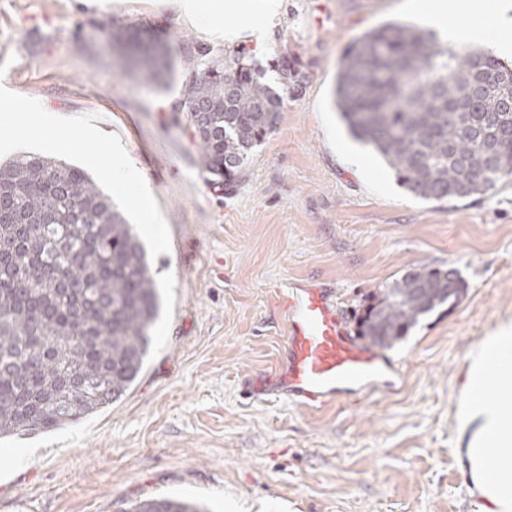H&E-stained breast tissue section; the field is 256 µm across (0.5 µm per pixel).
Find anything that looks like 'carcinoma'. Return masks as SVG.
Listing matches in <instances>:
<instances>
[{
  "mask_svg": "<svg viewBox=\"0 0 512 512\" xmlns=\"http://www.w3.org/2000/svg\"><path fill=\"white\" fill-rule=\"evenodd\" d=\"M113 68L143 86L176 77L206 181L228 188L277 125L283 98L245 50L175 69L154 31L112 33ZM282 84L299 81L282 54ZM334 104L424 200L483 195L512 176V64L458 52L431 33L387 24L345 51ZM0 437L49 427L119 399L141 373L159 314L146 251L132 225L82 168L22 155L0 164ZM451 268L418 266L366 297L357 337L378 350L419 317L455 303ZM128 512H209L199 501L147 498Z\"/></svg>",
  "mask_w": 512,
  "mask_h": 512,
  "instance_id": "carcinoma-1",
  "label": "carcinoma"
}]
</instances>
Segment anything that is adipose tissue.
Here are the masks:
<instances>
[{
  "label": "adipose tissue",
  "mask_w": 512,
  "mask_h": 512,
  "mask_svg": "<svg viewBox=\"0 0 512 512\" xmlns=\"http://www.w3.org/2000/svg\"><path fill=\"white\" fill-rule=\"evenodd\" d=\"M188 23L212 36L231 42L243 32L224 26L219 8L203 14L199 0H171ZM429 22L442 36L455 44L481 42L499 54L512 53V0H483L497 21V36H489L484 26L467 12L448 16L443 0H417ZM488 378L496 385L492 397L469 396L462 406L461 427L470 430L465 450L472 477L491 467L495 478L481 494L483 512H512V325H503L473 355L468 373L469 384Z\"/></svg>",
  "instance_id": "1"
}]
</instances>
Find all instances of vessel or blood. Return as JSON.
Masks as SVG:
<instances>
[{
    "mask_svg": "<svg viewBox=\"0 0 512 512\" xmlns=\"http://www.w3.org/2000/svg\"><path fill=\"white\" fill-rule=\"evenodd\" d=\"M276 294L286 316V345L278 369L257 379L251 393L320 409L395 387L397 367L352 336L334 288L301 280Z\"/></svg>",
    "mask_w": 512,
    "mask_h": 512,
    "instance_id": "1",
    "label": "vessel or blood"
}]
</instances>
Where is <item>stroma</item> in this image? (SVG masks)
<instances>
[{"label": "stroma", "mask_w": 512, "mask_h": 512, "mask_svg": "<svg viewBox=\"0 0 512 512\" xmlns=\"http://www.w3.org/2000/svg\"><path fill=\"white\" fill-rule=\"evenodd\" d=\"M223 2L229 26L264 15L261 38L212 40L166 0H0V161L26 152L87 170L134 224L161 302L124 396L0 439V512H127L176 494L211 512H481L457 413L472 352L512 323V178L483 195L423 200L341 121L345 50L386 23L427 28L409 0ZM145 23L180 69L183 46L221 55L239 45L271 85L282 52L301 71L233 188L204 180L174 109L180 83L154 92L113 68L112 32ZM32 109L53 126H30ZM108 145L140 171L139 191L113 192ZM350 149L365 170L349 165ZM148 208L163 217L158 231ZM419 265L456 269L466 292L388 350L395 389L321 411L247 396L285 342L272 288L327 280L355 314Z\"/></svg>", "instance_id": "1"}]
</instances>
